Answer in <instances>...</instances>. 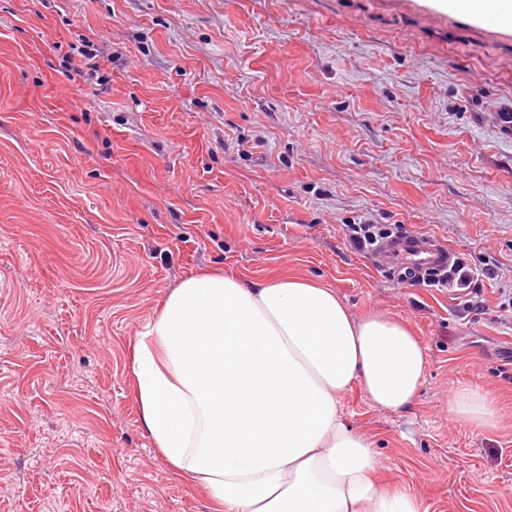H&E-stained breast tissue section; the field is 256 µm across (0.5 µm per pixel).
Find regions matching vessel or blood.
<instances>
[{
    "mask_svg": "<svg viewBox=\"0 0 512 512\" xmlns=\"http://www.w3.org/2000/svg\"><path fill=\"white\" fill-rule=\"evenodd\" d=\"M450 253L447 246L416 234L387 240L373 256L378 267L420 271L447 265Z\"/></svg>",
    "mask_w": 512,
    "mask_h": 512,
    "instance_id": "b4317fda",
    "label": "vessel or blood"
}]
</instances>
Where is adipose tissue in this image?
Returning <instances> with one entry per match:
<instances>
[{
	"instance_id": "1",
	"label": "adipose tissue",
	"mask_w": 512,
	"mask_h": 512,
	"mask_svg": "<svg viewBox=\"0 0 512 512\" xmlns=\"http://www.w3.org/2000/svg\"><path fill=\"white\" fill-rule=\"evenodd\" d=\"M427 369L403 323L354 319L335 290L288 272L186 277L133 359L143 428L218 512H429L408 488L381 487L370 440L343 415L355 389L374 407L408 408ZM449 412L480 430L498 418L468 387Z\"/></svg>"
}]
</instances>
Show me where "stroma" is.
Returning <instances> with one entry per match:
<instances>
[{
    "label": "stroma",
    "mask_w": 512,
    "mask_h": 512,
    "mask_svg": "<svg viewBox=\"0 0 512 512\" xmlns=\"http://www.w3.org/2000/svg\"><path fill=\"white\" fill-rule=\"evenodd\" d=\"M506 114L512 27L434 0H0V512H211L143 429L132 371L201 269L297 273L408 325L415 403L343 402L378 479L430 512H512ZM347 224L497 270L486 314L376 267ZM463 384L496 428L449 418ZM346 236L359 251H374L385 239L403 235L400 224H347Z\"/></svg>",
    "instance_id": "obj_1"
}]
</instances>
